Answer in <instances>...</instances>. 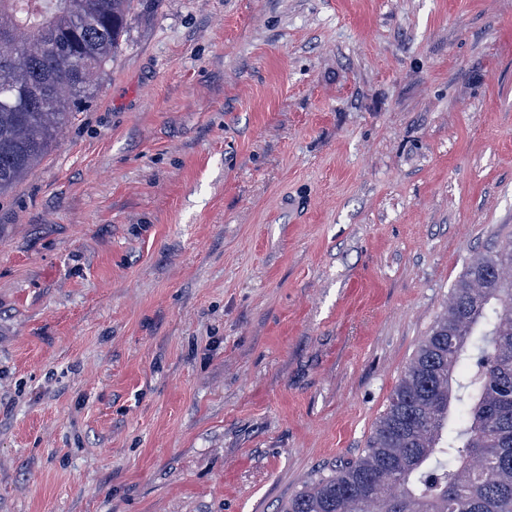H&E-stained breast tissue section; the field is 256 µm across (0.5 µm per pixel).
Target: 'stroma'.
<instances>
[{"label":"stroma","mask_w":512,"mask_h":512,"mask_svg":"<svg viewBox=\"0 0 512 512\" xmlns=\"http://www.w3.org/2000/svg\"><path fill=\"white\" fill-rule=\"evenodd\" d=\"M512 237V0H138L0 198V512H278Z\"/></svg>","instance_id":"1"}]
</instances>
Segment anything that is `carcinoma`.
<instances>
[{
    "mask_svg": "<svg viewBox=\"0 0 512 512\" xmlns=\"http://www.w3.org/2000/svg\"><path fill=\"white\" fill-rule=\"evenodd\" d=\"M134 0H0V197L54 148L121 48ZM512 240L472 260L361 456L280 512H512Z\"/></svg>",
    "mask_w": 512,
    "mask_h": 512,
    "instance_id": "1",
    "label": "carcinoma"
}]
</instances>
